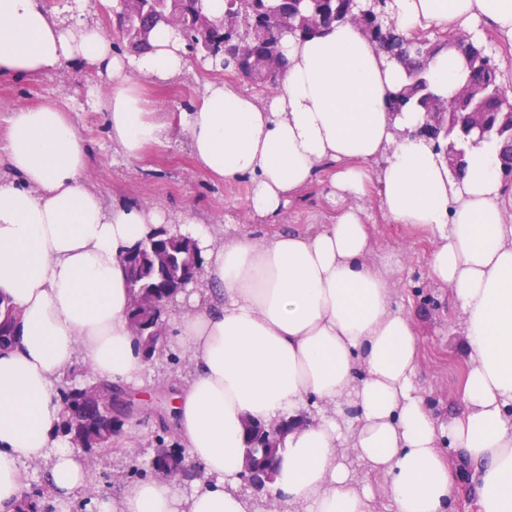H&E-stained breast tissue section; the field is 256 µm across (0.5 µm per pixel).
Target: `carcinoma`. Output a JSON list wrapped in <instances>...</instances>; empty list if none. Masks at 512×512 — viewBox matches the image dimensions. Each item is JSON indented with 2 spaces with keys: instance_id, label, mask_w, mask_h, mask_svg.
<instances>
[{
  "instance_id": "obj_1",
  "label": "carcinoma",
  "mask_w": 512,
  "mask_h": 512,
  "mask_svg": "<svg viewBox=\"0 0 512 512\" xmlns=\"http://www.w3.org/2000/svg\"><path fill=\"white\" fill-rule=\"evenodd\" d=\"M386 0L368 3L359 11L348 0H224V17L209 18V26L199 23L198 12L183 14V39L205 58L222 63L223 70L256 87L277 85L287 68L281 50L286 35L310 38L334 22H349L369 31V38L390 57L405 65L410 83L394 93L390 108L400 112L411 108L419 112H445L448 119V151L455 152L451 169L460 172L466 165L467 151L484 142L499 147L504 176L512 179V97L497 82L498 66L487 53L486 45H475L465 35L450 31L444 41L425 36L408 38L393 23L384 21ZM176 0H142L127 10L116 7L112 13L126 47L133 52L150 48L153 32L167 23ZM448 45L465 47L467 78L459 93L442 99L434 95L425 77L429 57ZM137 258L128 263V287L140 293L128 309L129 318L146 327L133 336L135 350L146 356L156 337L152 325L157 316L154 294L162 288L179 285L185 276L200 268L202 257L191 238L158 235L151 245L136 248ZM20 317L13 305L0 296V350L16 346L20 340ZM114 389L94 377L79 385L60 386L61 404L75 407L72 417L62 416L58 433L72 439L84 436L87 448L97 452L112 450L113 418L95 406L88 397ZM265 424H245L246 445L242 452L263 444Z\"/></svg>"
}]
</instances>
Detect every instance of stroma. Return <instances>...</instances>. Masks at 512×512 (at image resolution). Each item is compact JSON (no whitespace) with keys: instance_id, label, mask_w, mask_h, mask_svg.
<instances>
[{"instance_id":"stroma-1","label":"stroma","mask_w":512,"mask_h":512,"mask_svg":"<svg viewBox=\"0 0 512 512\" xmlns=\"http://www.w3.org/2000/svg\"><path fill=\"white\" fill-rule=\"evenodd\" d=\"M190 70L178 81L159 85L139 79L142 96L150 110L184 112L194 107L205 79L228 80L221 70L205 71L197 56L189 58ZM111 90L107 78L89 84L84 72L72 64L48 75L0 81V147L7 137L11 111L36 106L49 99L68 105L71 117L83 132L89 148L85 180L106 198L118 199L170 213H190L203 224L247 227L257 238L306 226L330 223L336 204L330 195V171L320 172L313 182L291 198L277 223L271 224L247 209L251 190L249 180L219 182L200 173L190 156L187 141L176 136L162 146L147 149L142 159L129 161L112 148L106 115L92 111L90 95L106 96ZM368 214L375 255L398 254L403 268L396 281L398 298L419 329L420 384L426 404L442 419L461 409L460 393L468 370L459 309L451 304L446 289L432 285L428 277V258L433 244L428 235L403 224L388 223L376 192L363 200ZM189 369V361L179 350L168 356L143 362L126 392L141 402L140 408L123 413L113 410L119 427L112 437L114 451L100 457L91 470V490L80 496L52 498V512H98L100 500L117 496L126 483L145 477L148 462L158 443L178 447L167 422V407L159 395L167 380Z\"/></svg>"}]
</instances>
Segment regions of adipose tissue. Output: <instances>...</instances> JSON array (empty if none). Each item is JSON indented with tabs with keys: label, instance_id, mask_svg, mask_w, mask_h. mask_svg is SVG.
Wrapping results in <instances>:
<instances>
[{
	"label": "adipose tissue",
	"instance_id": "ef3b65f1",
	"mask_svg": "<svg viewBox=\"0 0 512 512\" xmlns=\"http://www.w3.org/2000/svg\"><path fill=\"white\" fill-rule=\"evenodd\" d=\"M386 16L409 37L455 28L479 43L489 29L512 46V0H387ZM284 49L277 95L210 81L174 117L146 111L127 73L158 84L184 76L176 30L160 26L149 50L122 54L98 24L46 0H0V79L72 62L87 78L107 77L111 91L95 106L124 158L180 131L201 173L250 177L249 210L267 220L330 161L338 202L328 224L260 243L243 231L220 237L185 214L106 203L83 181L88 148L68 107L15 109L0 148V295L20 313L21 340L0 351V512L26 495L28 463L51 459L62 496L87 488L83 460L56 435L55 383L79 358L116 385L141 368L120 256L173 224L203 259V288L176 297L175 341L193 371L171 411L203 480L183 497L174 482L140 479L99 512H259L241 487L248 419L295 424L263 496L278 512H372L377 499L388 512H447L460 463L473 471L478 512H512V188L497 150L472 148L454 174L420 114L389 109L403 65L352 24ZM463 67L457 48L441 50L426 71L432 90L454 94ZM372 189L389 223L430 235V277L460 306L470 367L462 411L445 422L419 386L420 338L395 288L400 260L369 259L367 216L354 200Z\"/></svg>",
	"mask_w": 512,
	"mask_h": 512
}]
</instances>
